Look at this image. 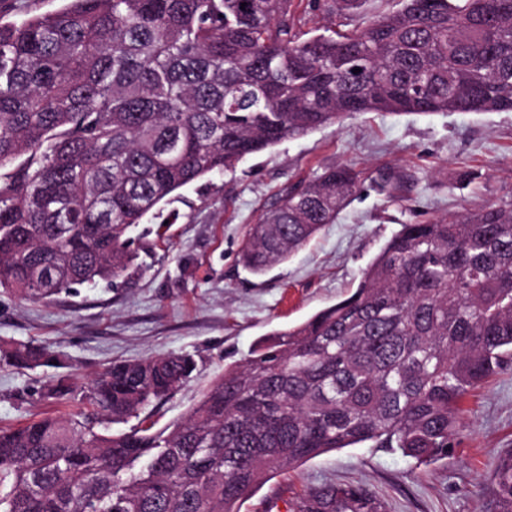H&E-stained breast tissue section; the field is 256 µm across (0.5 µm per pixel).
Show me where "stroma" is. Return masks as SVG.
Masks as SVG:
<instances>
[{
  "instance_id": "35a3bbf8",
  "label": "stroma",
  "mask_w": 512,
  "mask_h": 512,
  "mask_svg": "<svg viewBox=\"0 0 512 512\" xmlns=\"http://www.w3.org/2000/svg\"><path fill=\"white\" fill-rule=\"evenodd\" d=\"M365 0L358 15L329 13L323 0H290L297 32H341L395 9ZM345 164L361 188L337 223L262 276L239 263L246 232L290 183ZM397 178L393 195L381 177ZM512 197V112L428 116L367 113L285 140L234 173L197 181L134 233L138 259L117 286H79L48 299L0 288V344L59 352L35 370L0 366V428L62 412L45 398L57 380L81 388L115 360L170 352L193 355L196 377L148 411L157 427L183 416L224 367L267 334L296 325L346 297L367 264L402 224ZM448 458L425 466L362 444L323 454L257 488L241 512H265L308 486L357 481L388 512H494L490 464L512 449V363L471 390Z\"/></svg>"
}]
</instances>
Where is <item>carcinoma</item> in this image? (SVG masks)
<instances>
[{"label":"carcinoma","mask_w":512,"mask_h":512,"mask_svg":"<svg viewBox=\"0 0 512 512\" xmlns=\"http://www.w3.org/2000/svg\"><path fill=\"white\" fill-rule=\"evenodd\" d=\"M397 3L304 40L288 0H62L0 22V288L123 280L131 232L176 191L348 115L512 112V0ZM359 187L340 165L289 186L240 263L286 261ZM57 360L0 346V365ZM511 361L512 198L400 225L348 297L269 334L159 431L111 425L178 391L188 355L114 361L81 396L93 412L0 428V512H241L285 469L363 443L430 465ZM47 394L76 401L61 381ZM491 475L512 512V451ZM287 512L387 506L330 482Z\"/></svg>","instance_id":"carcinoma-1"}]
</instances>
